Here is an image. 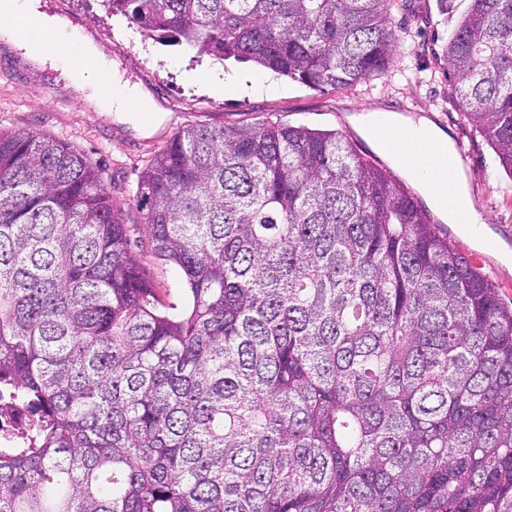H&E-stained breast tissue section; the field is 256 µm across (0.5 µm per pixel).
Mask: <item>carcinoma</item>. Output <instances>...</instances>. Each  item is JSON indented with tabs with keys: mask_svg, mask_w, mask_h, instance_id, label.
I'll list each match as a JSON object with an SVG mask.
<instances>
[{
	"mask_svg": "<svg viewBox=\"0 0 512 512\" xmlns=\"http://www.w3.org/2000/svg\"><path fill=\"white\" fill-rule=\"evenodd\" d=\"M403 0H101L309 88L384 73ZM448 100L512 174V0ZM160 296L90 161L0 129V512H512V308L336 131L187 126L142 171Z\"/></svg>",
	"mask_w": 512,
	"mask_h": 512,
	"instance_id": "obj_1",
	"label": "carcinoma"
}]
</instances>
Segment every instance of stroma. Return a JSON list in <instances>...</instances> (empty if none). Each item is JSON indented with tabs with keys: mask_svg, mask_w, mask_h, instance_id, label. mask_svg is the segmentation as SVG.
Returning a JSON list of instances; mask_svg holds the SVG:
<instances>
[{
	"mask_svg": "<svg viewBox=\"0 0 512 512\" xmlns=\"http://www.w3.org/2000/svg\"><path fill=\"white\" fill-rule=\"evenodd\" d=\"M47 12L64 21L70 33L91 37L114 61L124 78L148 89L163 113L144 136L132 121L121 122L95 111L62 85L58 72L35 71L23 54L0 42V129L30 131L68 144L101 171L112 206L127 224L135 252L160 292L174 287L177 272L150 251L149 229L135 199L146 164L188 124L205 126L280 123L333 130L359 154L384 166L393 178L402 168L361 133L356 115L374 109L424 118L441 128L466 155L464 174L474 208L486 221L485 244L461 226L448 227L451 240L471 263L490 277L502 301L512 303V271L500 255L512 251V177L508 176L480 133L461 121L448 103V68L443 50L466 0H406L393 14L404 54L394 55L384 75L348 89L313 90L280 75L276 94L228 93L212 84L214 74L257 75L253 63L198 56L185 45H164L143 35L120 15L112 17L85 0H42Z\"/></svg>",
	"mask_w": 512,
	"mask_h": 512,
	"instance_id": "35a3bbf8",
	"label": "stroma"
}]
</instances>
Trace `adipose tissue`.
<instances>
[{
	"instance_id": "1",
	"label": "adipose tissue",
	"mask_w": 512,
	"mask_h": 512,
	"mask_svg": "<svg viewBox=\"0 0 512 512\" xmlns=\"http://www.w3.org/2000/svg\"><path fill=\"white\" fill-rule=\"evenodd\" d=\"M25 25L38 32V39L22 37L21 28ZM0 41L22 50L35 66L61 70L83 101L96 111L113 113L123 119L134 112L158 110L149 93L142 86L124 80L112 59L90 37L72 36L58 17L44 12L41 0H0ZM84 59L92 61V68L81 67ZM101 71L112 77L111 94H104L101 88L97 77ZM359 120L369 138H377L380 129L387 128L413 144H431L432 152L419 154L415 163L407 165V174L420 184L431 205L448 223H461L472 235L481 234L484 220L473 207L457 212L438 194L439 186L449 184L461 198L469 196L462 171L448 163L449 156L455 153L448 135L428 120L415 121L385 110L367 111Z\"/></svg>"
}]
</instances>
